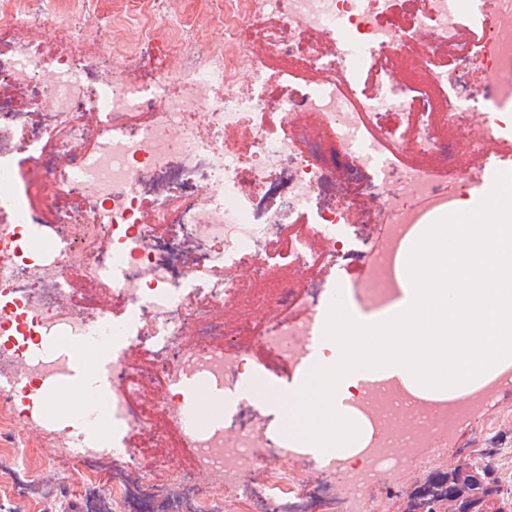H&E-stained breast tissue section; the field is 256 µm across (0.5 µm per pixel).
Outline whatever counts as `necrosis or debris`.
Instances as JSON below:
<instances>
[{
	"label": "necrosis or debris",
	"instance_id": "1",
	"mask_svg": "<svg viewBox=\"0 0 512 512\" xmlns=\"http://www.w3.org/2000/svg\"><path fill=\"white\" fill-rule=\"evenodd\" d=\"M395 0H269L288 22L279 38L261 30L234 37L221 59L189 68L178 81L158 71L147 82L124 79L120 72L91 61L46 55L18 29L28 18L29 0H9L0 21V200L9 202L0 224V370L22 367L32 383L63 384L74 372L72 347L87 337L113 343L112 399L108 411L113 431L125 428L149 433L150 447L164 445L165 431L154 413L181 428L197 451L201 483L178 497H162L170 471L161 456H146L141 447H102L77 429H69L58 454L76 460L90 476L81 494L85 512H381L380 499L369 496L373 483L388 473L417 469L407 448L435 444L430 466L443 454L438 444L465 401L440 405L435 420L397 422L393 406L399 389L364 388L353 406L372 433L361 451L360 466L349 468L345 491L312 481L288 449L275 439L258 442L247 411L232 425H193L175 390L184 380L206 378L232 391L241 386L246 358L226 356L215 344L224 325L217 314L239 293L237 270L251 265L270 273L258 245L281 233L293 210L327 186L329 170L320 150L301 154L298 136H268L248 128L244 118L268 105L266 57L299 59L305 67L332 71V80L292 94L278 105L282 123L315 113L335 135L334 149L344 160L356 190L385 199L381 237L350 239L354 221L350 207L318 209L306 232L290 241L288 259L310 266L309 241L327 244L324 258L349 254L376 259L366 294L372 305L393 296V271L404 225L416 223L419 206L452 199L445 184L429 168H395L398 151L386 128L388 114L423 116L426 96L410 94L403 85L379 81L357 95L347 79L348 60L339 31L356 47L384 64L394 54L399 35L431 50L447 48L453 63L432 74L449 92L444 117L455 123L470 88L489 83L494 105L512 103V0H497L496 22L483 33L481 49L471 53L459 37L451 0H396L402 26L388 23ZM316 31L334 51L317 56L304 37ZM255 66L248 92H225L226 76L239 58ZM107 92L96 127L85 117L91 102ZM30 102L19 107L15 95ZM205 105L203 122L193 121L183 107ZM26 156L50 185L54 199L42 209L10 197L17 181V156ZM80 207H72L71 198ZM192 258L197 282L185 293V258ZM79 263L94 280L112 282V296L136 306L138 320L111 319L110 308L86 296L81 307L67 304L74 285L67 272ZM246 347H263L278 358L301 360L310 327L305 321H275L256 331L239 326ZM138 345L150 358L146 376L159 391L149 404L134 400L131 369L120 341ZM18 390L0 392V478H9L17 499L26 498L35 482L26 464L27 449L16 444L11 428L32 419L31 408L18 402ZM264 455H256L257 445ZM261 471V481L249 480Z\"/></svg>",
	"mask_w": 512,
	"mask_h": 512
}]
</instances>
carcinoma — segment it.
Masks as SVG:
<instances>
[{"instance_id":"obj_1","label":"carcinoma","mask_w":512,"mask_h":512,"mask_svg":"<svg viewBox=\"0 0 512 512\" xmlns=\"http://www.w3.org/2000/svg\"><path fill=\"white\" fill-rule=\"evenodd\" d=\"M402 512H512L491 458H465L407 496Z\"/></svg>"}]
</instances>
